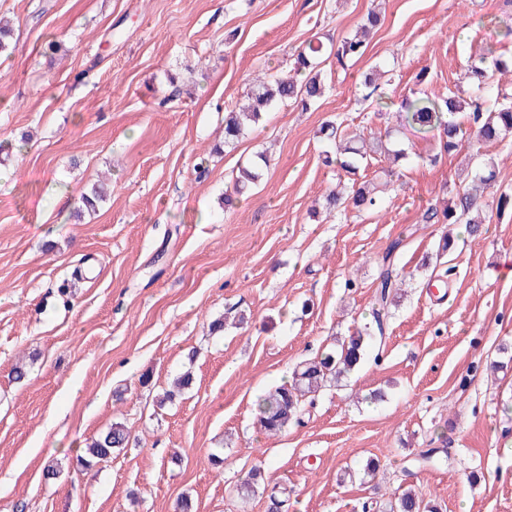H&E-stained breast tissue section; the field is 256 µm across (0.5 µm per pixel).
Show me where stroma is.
Instances as JSON below:
<instances>
[{"mask_svg": "<svg viewBox=\"0 0 512 512\" xmlns=\"http://www.w3.org/2000/svg\"><path fill=\"white\" fill-rule=\"evenodd\" d=\"M373 6L382 26L348 70L323 63L320 101L276 105L224 146L251 78ZM1 15L15 36L0 55V512H174L183 495L194 512H268L266 492H236L259 463L288 512H384L410 484L435 512H512V211L461 236L445 276L447 227L423 215L453 198L466 153L397 119L417 89L468 90L470 55L512 57L493 32L512 0H0ZM327 124L396 131L408 157L394 176L377 160L357 174L382 184L381 211L314 213L344 176L324 161ZM262 158L261 180L224 207L239 167ZM102 178L106 200L75 219ZM387 259L404 295L381 361L262 433L257 397L369 320ZM227 312L245 323L210 335ZM188 368L192 387L157 407ZM115 421L127 448L75 470L74 450ZM427 448L446 461L422 462Z\"/></svg>", "mask_w": 512, "mask_h": 512, "instance_id": "1", "label": "stroma"}]
</instances>
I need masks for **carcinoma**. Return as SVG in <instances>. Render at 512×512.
I'll use <instances>...</instances> for the list:
<instances>
[{"mask_svg":"<svg viewBox=\"0 0 512 512\" xmlns=\"http://www.w3.org/2000/svg\"><path fill=\"white\" fill-rule=\"evenodd\" d=\"M380 25L381 14L370 10L357 24L354 33L339 42L329 46L321 41L308 43L298 52L291 73L263 74L253 78L247 93L248 103L224 117V144L237 142L249 125L258 123L263 114L276 104L293 102L303 108L315 104L326 91L319 69L320 59L333 56L338 64L343 65L361 58L371 35ZM508 73L505 62L490 47L487 53L467 61V76L472 83L470 95L454 93L436 98L420 91L403 102L405 122L419 133H437L444 151L450 153L457 150L465 134L470 136L469 144L475 150L470 158L474 163V169L470 172L472 189L457 192L443 210H431L427 214L428 221L435 224H463L469 235L481 234V204L477 191L491 188L497 180L494 163L485 158L481 149L486 144L502 141L512 135V93L503 91L500 85V78ZM339 148V166L347 173L357 170L364 160L371 157H384L391 153L397 158H406L404 150L392 151L382 140L368 137L362 131L345 133L339 138ZM261 176L260 167L256 165L239 168L234 179L235 192H245ZM345 203L358 209H378L383 204V198L375 183H354L341 192H330L323 209L330 213ZM378 279L376 306L372 309L371 320L356 328L351 336L336 340L333 351L298 364L293 370L291 384L280 385L260 397L256 419L260 431L276 435L286 430L298 420L307 396L339 382L368 356L372 342L384 335L385 323L391 315V306L399 290L398 273L392 264L382 266ZM192 382L191 372H184L174 381L173 389L165 392L161 402L173 401ZM130 434V427L126 423L114 422L105 433L76 454L73 461L76 466L86 470L105 463L112 459L114 453L126 448ZM262 482L264 471L255 467L248 472L237 492L252 493ZM425 509L427 506L423 505V500L410 490L388 503V512H425Z\"/></svg>","mask_w":512,"mask_h":512,"instance_id":"1","label":"carcinoma"}]
</instances>
